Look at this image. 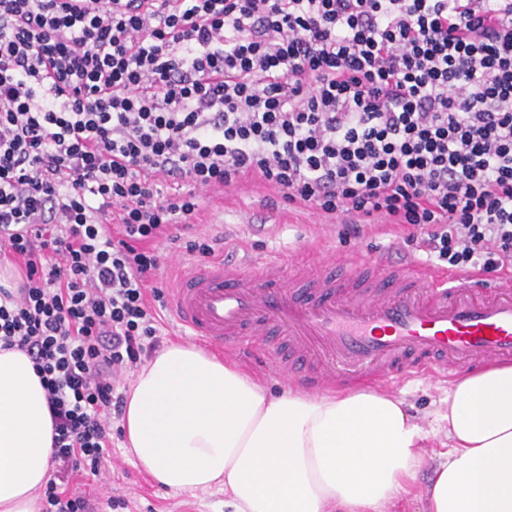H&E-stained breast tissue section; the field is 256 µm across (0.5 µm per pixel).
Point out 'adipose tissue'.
Listing matches in <instances>:
<instances>
[{"mask_svg":"<svg viewBox=\"0 0 512 512\" xmlns=\"http://www.w3.org/2000/svg\"><path fill=\"white\" fill-rule=\"evenodd\" d=\"M432 430L388 391L269 393L203 349L170 344L137 372L122 429L159 484L223 490L231 512H512V364L451 381ZM52 422L30 358L0 350V512H39ZM426 483H418L423 469Z\"/></svg>","mask_w":512,"mask_h":512,"instance_id":"obj_1","label":"adipose tissue"}]
</instances>
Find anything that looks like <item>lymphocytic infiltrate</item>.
Listing matches in <instances>:
<instances>
[{"instance_id":"1","label":"lymphocytic infiltrate","mask_w":512,"mask_h":512,"mask_svg":"<svg viewBox=\"0 0 512 512\" xmlns=\"http://www.w3.org/2000/svg\"><path fill=\"white\" fill-rule=\"evenodd\" d=\"M249 179L511 271L512 0H0V349L46 392L44 512H94L67 480L158 344L152 241Z\"/></svg>"}]
</instances>
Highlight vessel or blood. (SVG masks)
<instances>
[{
  "instance_id": "vessel-or-blood-1",
  "label": "vessel or blood",
  "mask_w": 512,
  "mask_h": 512,
  "mask_svg": "<svg viewBox=\"0 0 512 512\" xmlns=\"http://www.w3.org/2000/svg\"><path fill=\"white\" fill-rule=\"evenodd\" d=\"M460 280L415 261L219 258L186 269L169 307L196 340L269 354L320 392L512 361V272L483 298L472 292L482 273Z\"/></svg>"
}]
</instances>
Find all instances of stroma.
<instances>
[{
	"mask_svg": "<svg viewBox=\"0 0 512 512\" xmlns=\"http://www.w3.org/2000/svg\"><path fill=\"white\" fill-rule=\"evenodd\" d=\"M207 237L213 238L215 256L229 262L258 260L275 254L298 252L320 255L329 250L358 261L381 258L398 263L416 260L436 265L435 257L418 245L407 244L401 229L378 224L354 237L344 225L326 222L314 210L281 202L278 194L262 184L246 181L226 190L214 188L205 197L195 218ZM161 255L155 287L169 291L186 264L204 263V256L188 253L184 242L158 239L153 243ZM448 387L444 377L421 375L394 383L403 392L412 414L429 422ZM120 425L112 427V446L98 475L83 478L79 490L92 500L97 512H225L224 493L171 491L125 454ZM124 496L128 508L110 507L109 497Z\"/></svg>",
	"mask_w": 512,
	"mask_h": 512,
	"instance_id": "35a3bbf8",
	"label": "stroma"
}]
</instances>
